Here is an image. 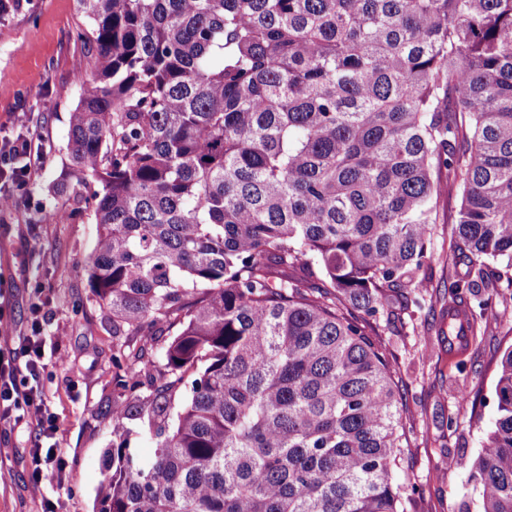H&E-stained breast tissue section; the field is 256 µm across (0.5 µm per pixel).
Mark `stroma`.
<instances>
[{"mask_svg":"<svg viewBox=\"0 0 512 512\" xmlns=\"http://www.w3.org/2000/svg\"><path fill=\"white\" fill-rule=\"evenodd\" d=\"M81 22L75 0H21L0 15V138L27 136L42 158L32 160L16 205L0 211V307L18 329L39 323L54 335L40 384L57 423L66 469L54 490L31 479L35 422L0 421V512H41L50 496L57 512H94L102 455L112 445V320L90 299L81 266L97 234L93 215L57 223L67 195L54 186L68 160L69 114L79 101L87 60L74 41ZM456 192L437 204L428 260L429 288L419 304L394 307L372 322L389 350L403 396L407 438L400 482L410 488L407 512H478L479 495L451 459L476 458L496 414L495 387L503 352L512 346V288L491 283L481 342L461 359L448 355L451 281L468 275L453 264Z\"/></svg>","mask_w":512,"mask_h":512,"instance_id":"35a3bbf8","label":"stroma"}]
</instances>
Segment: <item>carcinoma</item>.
I'll use <instances>...</instances> for the list:
<instances>
[{
	"label": "carcinoma",
	"mask_w": 512,
	"mask_h": 512,
	"mask_svg": "<svg viewBox=\"0 0 512 512\" xmlns=\"http://www.w3.org/2000/svg\"><path fill=\"white\" fill-rule=\"evenodd\" d=\"M77 4L59 218L92 208L112 313L97 512H405L390 361L336 300L374 317L425 287L448 188L454 257L512 270V0ZM476 287L448 285L472 337ZM495 394L466 471L512 512V347Z\"/></svg>",
	"instance_id": "obj_1"
}]
</instances>
